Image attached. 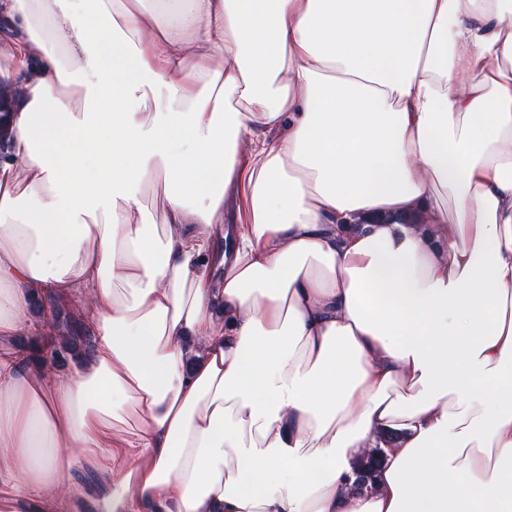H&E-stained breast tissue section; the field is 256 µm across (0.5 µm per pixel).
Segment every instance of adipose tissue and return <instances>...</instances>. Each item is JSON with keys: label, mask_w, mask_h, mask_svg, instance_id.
<instances>
[{"label": "adipose tissue", "mask_w": 512, "mask_h": 512, "mask_svg": "<svg viewBox=\"0 0 512 512\" xmlns=\"http://www.w3.org/2000/svg\"><path fill=\"white\" fill-rule=\"evenodd\" d=\"M0 53V512H512V0H0ZM60 315L61 308L57 305L55 312V331L58 333L55 335L50 334L46 341L40 337L39 341L36 342L33 357L38 360L45 362L49 360L56 366H61L70 359L84 358L91 350L92 342L90 337L86 333L82 332L81 329H71L67 326L66 329L62 330L60 326ZM94 337L92 336V340ZM74 361L68 360V363L60 368H55V372L58 375H63L70 369Z\"/></svg>", "instance_id": "obj_1"}]
</instances>
